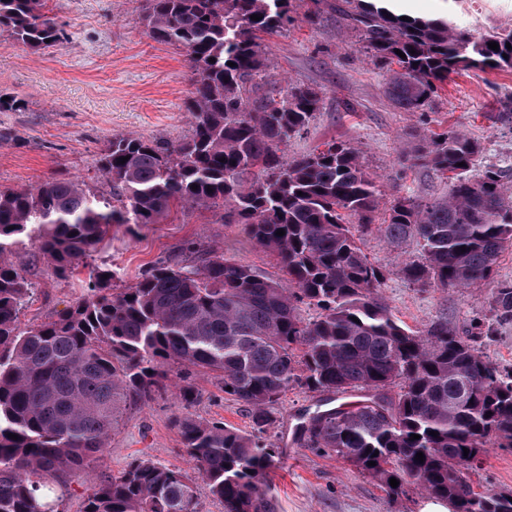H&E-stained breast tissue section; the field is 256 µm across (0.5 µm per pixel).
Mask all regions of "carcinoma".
Instances as JSON below:
<instances>
[{"instance_id":"cac0c4a2","label":"carcinoma","mask_w":512,"mask_h":512,"mask_svg":"<svg viewBox=\"0 0 512 512\" xmlns=\"http://www.w3.org/2000/svg\"><path fill=\"white\" fill-rule=\"evenodd\" d=\"M148 2L149 34L182 48L194 75L191 137L164 146L112 136L98 159L109 198L65 177L0 191V512H57L53 487L95 470L121 408L164 389L167 366L218 373L224 393L250 413L251 434L175 419L224 512H274L266 479L278 453L259 439L270 406L292 386L366 391L310 417L304 447L336 455L393 495L414 484L451 512H512L511 490L477 492L468 477L488 445L512 448V367H493L480 350L492 328L401 324L380 292L385 270L360 246L383 200L360 150L332 142L288 157L280 149L322 102L311 86L262 82L259 34L294 21L291 0ZM340 12L386 68V93L405 110L424 109L461 69L512 68L511 29L475 35L444 20L403 21L367 0H345ZM3 28L35 52L63 36L45 0H0ZM478 152L456 131L430 140L411 161L449 174L448 193L426 203L397 197L380 225L401 274L420 288H478L512 247V176L496 168L467 176ZM176 204L223 207L224 223L244 225L247 240L276 253L286 282L210 249L112 287V267L91 263L112 225L155 224ZM24 237L59 275L88 269L87 297L28 328L19 314L30 282L13 260ZM411 245L416 259L404 250ZM492 299L495 319L512 322V282L499 283ZM300 304L319 309L317 319L302 321ZM395 382L393 399L386 389ZM79 512L201 510L188 472L136 457L90 482Z\"/></svg>"}]
</instances>
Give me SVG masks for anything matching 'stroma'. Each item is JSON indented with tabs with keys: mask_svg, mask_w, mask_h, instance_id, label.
<instances>
[{
	"mask_svg": "<svg viewBox=\"0 0 512 512\" xmlns=\"http://www.w3.org/2000/svg\"><path fill=\"white\" fill-rule=\"evenodd\" d=\"M410 2L413 17L443 19L477 33L512 28V0ZM144 5V0H47L64 36L35 53L9 31H0V95L21 102L20 110L0 112V190L66 176L105 196L110 186L97 160L113 135L168 144L190 135L185 104L192 71L184 52L148 35ZM311 7V0H292L293 25L262 38L264 82L308 84L323 93L322 107L308 129L289 138L288 154L307 153L333 141L355 145L388 202L399 196L427 202L447 193L445 176L408 160L424 132L463 131L482 147L476 171L512 170V69L460 71L424 110L403 111L385 92L384 69L361 52L357 32L330 9L319 26L309 27L302 18ZM222 214L219 208L176 206L157 224L114 225L94 258L112 265L118 288L136 282L159 261L180 260L191 242L217 248L271 278H283L277 256L247 243L241 225L224 223ZM362 248L372 262L386 268L382 294L394 316L414 330L439 320L467 329L473 316L489 315L497 283L512 280L510 249L484 285L440 291L416 288L404 279L380 230L365 236ZM19 254L32 284L31 299L20 314L22 327L54 319L84 297L85 274L58 276L33 241L24 242ZM170 376L165 391L123 410L95 476L118 474L134 457L194 471L173 426L174 418L183 414L250 431L247 409L221 390L213 373L174 370ZM187 385L198 394L191 404L180 396ZM362 396L359 390L336 395L292 387L272 406L266 439L280 456L267 484L275 512H423L429 500L418 490L390 495L343 460L302 446V422ZM469 477L485 489L512 490V450L488 449Z\"/></svg>",
	"mask_w": 512,
	"mask_h": 512,
	"instance_id": "obj_1",
	"label": "stroma"
}]
</instances>
